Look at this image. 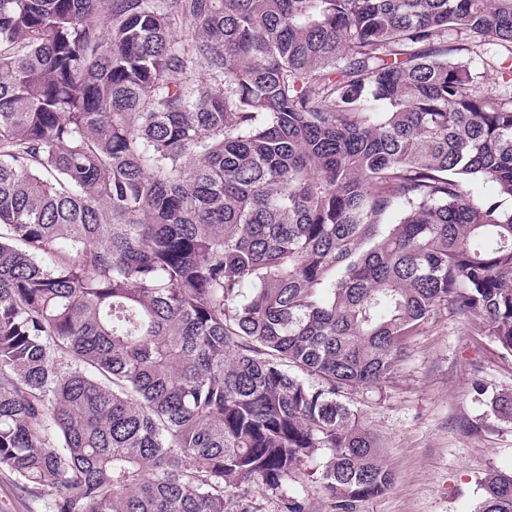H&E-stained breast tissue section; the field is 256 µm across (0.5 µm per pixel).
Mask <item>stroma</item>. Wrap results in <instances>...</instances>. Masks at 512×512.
Returning <instances> with one entry per match:
<instances>
[{"mask_svg": "<svg viewBox=\"0 0 512 512\" xmlns=\"http://www.w3.org/2000/svg\"><path fill=\"white\" fill-rule=\"evenodd\" d=\"M485 93L512 92V49L501 44L462 52ZM478 317L441 313L407 341V354L386 382L357 388L349 403L377 438L394 481L383 495L357 503L355 512H474L478 483L490 469L512 470V422L497 420L475 399L474 381L512 392V356L479 335ZM307 498L312 512H332L312 477L283 490L256 483L251 512H283V494ZM46 496L22 493L0 468V512H49Z\"/></svg>", "mask_w": 512, "mask_h": 512, "instance_id": "1", "label": "stroma"}]
</instances>
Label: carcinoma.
<instances>
[{"instance_id": "carcinoma-1", "label": "carcinoma", "mask_w": 512, "mask_h": 512, "mask_svg": "<svg viewBox=\"0 0 512 512\" xmlns=\"http://www.w3.org/2000/svg\"><path fill=\"white\" fill-rule=\"evenodd\" d=\"M463 38L512 0H0V468L51 512H229L322 454L336 512L386 492L349 391L444 309L512 356V93ZM481 45V46H475ZM470 51H462L460 56L467 62L477 77L476 86L484 93L508 94L512 92V75L502 74L504 67L512 61V46L504 47L501 43L469 44ZM511 50V51H510Z\"/></svg>"}]
</instances>
